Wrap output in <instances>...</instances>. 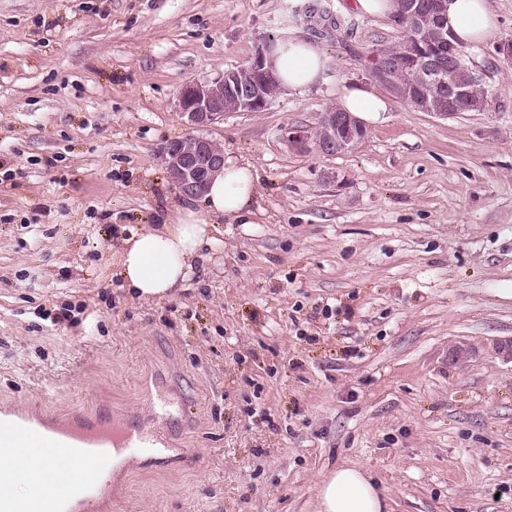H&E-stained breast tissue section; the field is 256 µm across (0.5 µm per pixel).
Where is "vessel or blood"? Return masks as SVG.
<instances>
[{"label": "vessel or blood", "mask_w": 512, "mask_h": 512, "mask_svg": "<svg viewBox=\"0 0 512 512\" xmlns=\"http://www.w3.org/2000/svg\"><path fill=\"white\" fill-rule=\"evenodd\" d=\"M182 410L179 400L163 393L147 423L119 421L109 413L57 425L28 416L11 419L0 431V455L36 470L45 492L31 506L21 507L1 476L0 512H85L120 463L132 457L159 464L171 460L173 450L160 426ZM56 450L67 455L73 468L65 483L55 479L47 462L48 452Z\"/></svg>", "instance_id": "b4317fda"}]
</instances>
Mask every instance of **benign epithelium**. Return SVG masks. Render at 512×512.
Listing matches in <instances>:
<instances>
[{"label": "benign epithelium", "instance_id": "1", "mask_svg": "<svg viewBox=\"0 0 512 512\" xmlns=\"http://www.w3.org/2000/svg\"><path fill=\"white\" fill-rule=\"evenodd\" d=\"M444 0H400L396 20L421 48L415 70L376 50L372 79L384 85L393 96L420 112L446 119L463 106L480 112L488 104V92L447 79V70L460 60L463 50L448 41V57L435 51L447 41ZM278 42L261 39L243 64L230 67L212 77L187 82L177 94V112L194 133L168 141L160 151L161 164L171 184L185 199L202 197L212 176L224 167V146L203 131L233 112H262L283 91L274 70ZM283 140L299 153L319 150L351 152L365 140V125L356 116L336 106L321 113L314 127L295 126L284 130Z\"/></svg>", "mask_w": 512, "mask_h": 512}]
</instances>
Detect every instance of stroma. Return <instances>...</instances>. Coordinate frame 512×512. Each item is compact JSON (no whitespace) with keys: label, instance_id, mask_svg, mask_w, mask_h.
<instances>
[{"label":"stroma","instance_id":"obj_1","mask_svg":"<svg viewBox=\"0 0 512 512\" xmlns=\"http://www.w3.org/2000/svg\"><path fill=\"white\" fill-rule=\"evenodd\" d=\"M313 2L0 0V410L147 420L161 388L188 407L164 432L189 456L131 462L95 512H314L340 464L388 512H512V363L492 349L512 338V0L465 49L484 111L394 99L336 155L281 134L350 85L385 94L367 57L402 30ZM268 35L317 44L323 79L207 129L252 166L253 221L211 225L183 287L138 299L122 241L204 210L159 158L189 132L177 92Z\"/></svg>","mask_w":512,"mask_h":512}]
</instances>
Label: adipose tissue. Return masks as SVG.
<instances>
[{"instance_id":"ef3b65f1","label":"adipose tissue","mask_w":512,"mask_h":512,"mask_svg":"<svg viewBox=\"0 0 512 512\" xmlns=\"http://www.w3.org/2000/svg\"><path fill=\"white\" fill-rule=\"evenodd\" d=\"M445 19L455 37L466 46L487 41L497 28L490 0H445ZM278 53L275 69L283 86L305 90L323 73L321 49L299 37L289 38ZM254 175L248 165L228 158L206 195V216L186 209L157 228L126 238L117 264L124 283L142 299L165 297L187 278L201 247L210 237L207 216L247 220L252 215ZM387 504L370 477L356 467H339L317 486V512H386Z\"/></svg>"}]
</instances>
